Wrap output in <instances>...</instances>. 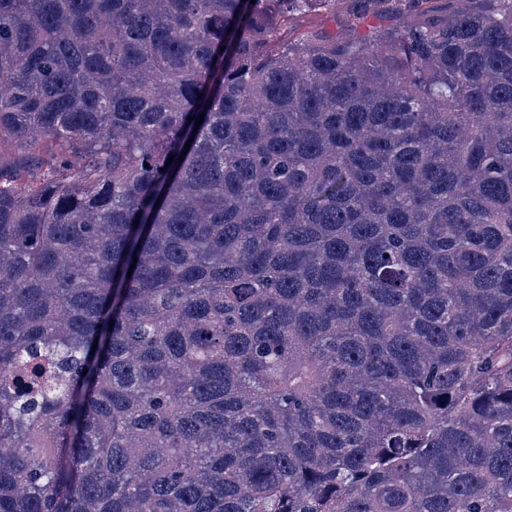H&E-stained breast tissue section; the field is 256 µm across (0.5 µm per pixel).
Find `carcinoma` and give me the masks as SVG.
Returning a JSON list of instances; mask_svg holds the SVG:
<instances>
[{
  "instance_id": "cac0c4a2",
  "label": "carcinoma",
  "mask_w": 512,
  "mask_h": 512,
  "mask_svg": "<svg viewBox=\"0 0 512 512\" xmlns=\"http://www.w3.org/2000/svg\"><path fill=\"white\" fill-rule=\"evenodd\" d=\"M358 2L0 0V512H512V0ZM357 11L358 5L353 0L336 1V9L330 12L322 9L302 11L281 31V36L284 42H294L301 33L336 35L338 39L352 40L373 30L390 31L396 28V18L389 12H378L362 18ZM60 144L53 139L43 138L28 149L23 150L10 142L0 147L2 165L11 167L23 181H30L42 174L60 153Z\"/></svg>"
}]
</instances>
